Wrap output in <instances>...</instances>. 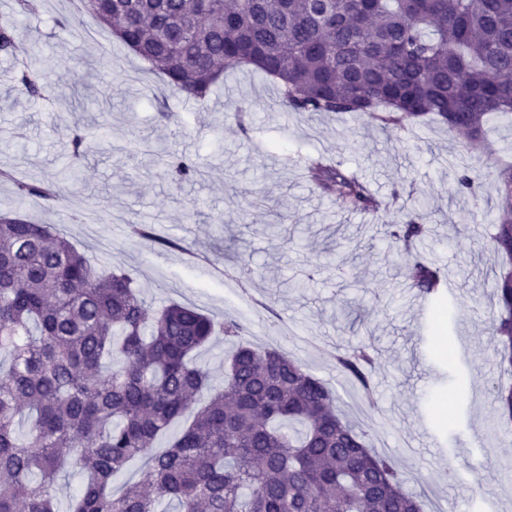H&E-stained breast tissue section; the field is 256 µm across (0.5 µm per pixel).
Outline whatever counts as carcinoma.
<instances>
[{
    "instance_id": "cac0c4a2",
    "label": "carcinoma",
    "mask_w": 512,
    "mask_h": 512,
    "mask_svg": "<svg viewBox=\"0 0 512 512\" xmlns=\"http://www.w3.org/2000/svg\"><path fill=\"white\" fill-rule=\"evenodd\" d=\"M173 93L201 102L224 72L250 66L275 79L286 111L336 113L381 126L433 115L478 134L512 112V0H80ZM0 17V53L15 51ZM21 92L40 95L24 70ZM95 148L71 142L75 172ZM173 181L200 173L195 158L165 151ZM312 179L358 208L377 206L367 185L333 164ZM68 176L17 184V201L51 199ZM512 208V169L498 173ZM458 187L475 208L477 179ZM144 242H177L135 224ZM424 215L403 209L387 225L407 249L428 236ZM495 356L512 376V224L497 225ZM405 277L425 296L444 279L417 260ZM236 318L190 304L153 309L126 271H98L53 224L0 213V512H60L56 483L84 475L67 512H421L395 460L368 448L343 420L334 389L275 348L240 343ZM234 346L218 383L196 357L215 336ZM377 358L349 345L336 366L362 396ZM501 427L512 426V382L492 386ZM162 435L165 449L155 448ZM134 459L143 477L112 478Z\"/></svg>"
}]
</instances>
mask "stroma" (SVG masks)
Returning <instances> with one entry per match:
<instances>
[{
  "mask_svg": "<svg viewBox=\"0 0 512 512\" xmlns=\"http://www.w3.org/2000/svg\"><path fill=\"white\" fill-rule=\"evenodd\" d=\"M16 9L15 0H0V15L16 21L15 52L0 55V169L12 174L0 181V212L56 225L99 267L130 271L151 307L176 301L218 320L238 318L248 328L244 344L273 346L301 362L337 392L341 413L366 431L369 445L394 458L424 512L437 504L467 512L478 492L483 512H512V480L503 470L512 464V436L496 431L489 394L501 375L489 335L500 262L492 237L506 212L495 161L512 157V115L491 117L474 134L439 121L385 128L335 114H289L277 85L247 70L226 74L206 101H185L92 17H84L80 38L64 35L58 22L76 14L72 0L44 2L33 16ZM25 67L51 85V97L20 93L16 75ZM157 96L166 112H157ZM102 124L110 137L82 160L75 187L49 205L37 197L17 203L15 181L53 177L74 131ZM164 147L191 154L206 175L176 186L163 164L150 161ZM307 156L357 174L382 207L351 210L338 194L316 189ZM463 167L479 179L481 208L457 190ZM257 196L262 204H254ZM399 203L426 213L431 233L419 251L390 247L384 237ZM219 213L223 223H213ZM142 221L179 248L114 231ZM274 221L289 248H269L264 228ZM347 237L359 243L346 259L357 274L351 288L318 269L325 248ZM419 253L456 284L438 332L431 318H419L418 292L403 277ZM243 255L257 274L248 289L226 287L219 266ZM308 272L307 287H288ZM269 299L279 323L261 307ZM340 302L371 312L378 407L363 404L336 371L337 344L357 337L336 323Z\"/></svg>",
  "mask_w": 512,
  "mask_h": 512,
  "instance_id": "1",
  "label": "stroma"
}]
</instances>
